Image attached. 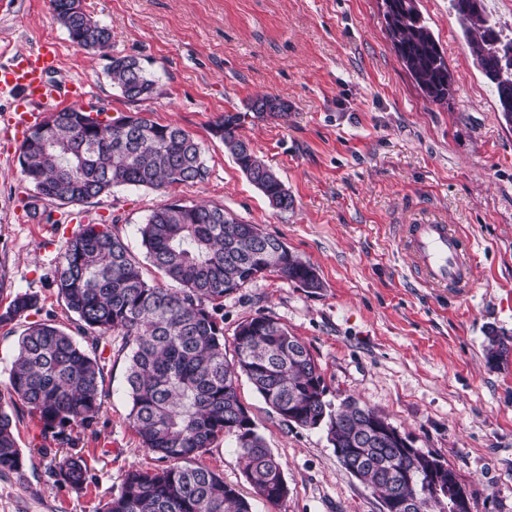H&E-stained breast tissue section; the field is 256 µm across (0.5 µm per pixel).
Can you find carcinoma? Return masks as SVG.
Listing matches in <instances>:
<instances>
[{
    "mask_svg": "<svg viewBox=\"0 0 512 512\" xmlns=\"http://www.w3.org/2000/svg\"><path fill=\"white\" fill-rule=\"evenodd\" d=\"M466 2L450 0V5L478 67L495 87L498 110L512 123V70L498 69L488 15L471 13ZM50 4L75 47L99 51L109 46L110 29L75 6V0ZM384 18L397 56L421 93L433 102L450 100L457 79L418 0H387ZM109 78L131 101L158 94L157 81L135 57L112 59ZM247 110L275 119L287 116L289 106L263 94L250 99ZM244 119L241 112H225L212 132L269 205L286 211L294 205L293 196L239 134ZM19 163L35 191L26 203L31 215L40 201L65 207L118 187L166 192L207 176L202 148L185 129L145 115L117 124L81 106L52 112L33 126L20 145ZM139 232L146 259L161 273L162 283L147 278L144 264L104 222L83 224L66 241L53 282L73 317L67 326L29 322L18 337L8 397L0 396V474L23 476L25 458L15 430L27 413L37 419L44 439L67 449L54 459L53 473L83 488L87 466L74 451L77 439L69 428L79 423L89 429L96 422L106 397V358L99 345L117 333L129 350L131 426L143 448L165 466L129 470L102 512H251L234 486L195 463L223 437L234 442L255 494L271 505L281 503L288 496L281 463L255 421L246 425L241 418L246 411L237 394L241 375L274 412L294 409V425L320 426L334 447L361 457L357 479L381 498L397 493L415 500V512H435L415 461L369 442L372 418L386 415L351 398L332 409L306 345L296 337L288 348L287 327L267 316L252 317L235 330L233 358L224 352V297L271 273L318 290L322 281L311 263L285 250L280 238L256 235L253 225L217 204H161ZM38 304L35 293L15 294L0 312V327L20 323L38 311ZM486 340L490 362L512 352L493 330Z\"/></svg>",
    "mask_w": 512,
    "mask_h": 512,
    "instance_id": "carcinoma-1",
    "label": "carcinoma"
}]
</instances>
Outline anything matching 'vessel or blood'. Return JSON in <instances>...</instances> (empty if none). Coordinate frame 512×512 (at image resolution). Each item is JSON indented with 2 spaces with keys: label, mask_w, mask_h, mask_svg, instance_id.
<instances>
[{
  "label": "vessel or blood",
  "mask_w": 512,
  "mask_h": 512,
  "mask_svg": "<svg viewBox=\"0 0 512 512\" xmlns=\"http://www.w3.org/2000/svg\"><path fill=\"white\" fill-rule=\"evenodd\" d=\"M59 64L54 44L0 66V92L15 97L16 107L0 121L4 134L24 136L38 119L40 107L63 103L65 95L49 76ZM408 246L423 278L438 288L466 287L470 260L461 236L447 224H413Z\"/></svg>",
  "instance_id": "obj_1"
}]
</instances>
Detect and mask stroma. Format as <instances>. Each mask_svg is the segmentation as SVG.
Wrapping results in <instances>:
<instances>
[{
	"label": "stroma",
	"mask_w": 512,
	"mask_h": 512,
	"mask_svg": "<svg viewBox=\"0 0 512 512\" xmlns=\"http://www.w3.org/2000/svg\"><path fill=\"white\" fill-rule=\"evenodd\" d=\"M83 5L111 29L108 49L75 47L49 0H0V64L54 43L55 84H84L83 106L112 116L139 112L182 127L201 143L208 175L168 193L117 188L33 218L20 145L0 137V266L11 290L37 292L40 319L67 325L51 273L79 223L112 222L139 255V227L160 204L222 205L286 242L322 280L310 293L272 275L225 297V344L246 319L277 320L309 348L332 405L351 397L387 415L456 472L471 512H512V356L491 365L484 351L488 330L512 338V123L498 112L449 0H418L457 78L445 103L424 98L401 65L381 0ZM116 55L139 58L159 95L124 98L107 75ZM258 94L289 106L287 118L246 116L240 129L292 194L286 211L270 207L211 133L218 115L243 112ZM427 222L468 237L465 292L417 279L400 228ZM103 345L107 395L78 445L86 485L57 481L29 420L17 434L26 478L0 476V512H100L129 469L157 466L129 423L122 339ZM237 393L282 464L287 498L273 506L254 496L230 440L200 462L248 497L252 512H383L379 495L341 466L325 430L285 424L247 379Z\"/></svg>",
	"instance_id": "35a3bbf8"
}]
</instances>
